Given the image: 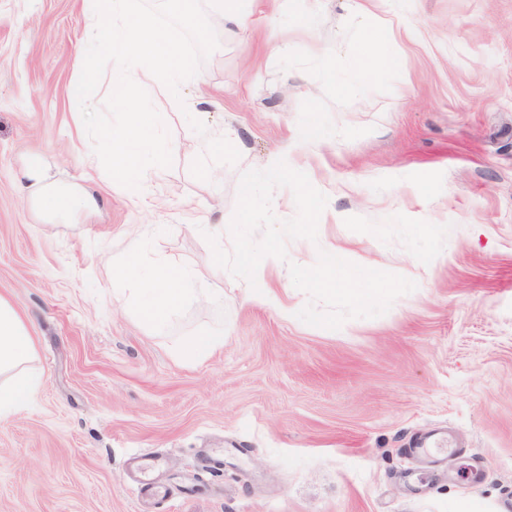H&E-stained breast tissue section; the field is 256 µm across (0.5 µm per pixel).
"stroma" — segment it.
Returning <instances> with one entry per match:
<instances>
[{
	"instance_id": "stroma-1",
	"label": "stroma",
	"mask_w": 512,
	"mask_h": 512,
	"mask_svg": "<svg viewBox=\"0 0 512 512\" xmlns=\"http://www.w3.org/2000/svg\"><path fill=\"white\" fill-rule=\"evenodd\" d=\"M240 6L247 28L212 18L220 46L179 96L148 86L173 164L135 204L76 126L81 0H0V295L44 378L32 409L0 419V512H146L127 472L142 452L169 486L155 512H512V0ZM379 22L400 64L365 74L352 60ZM201 95L217 101L194 113L203 136L179 107ZM312 124L325 141L305 139ZM209 136L241 158L205 182L190 166ZM274 155L328 197L290 262L334 246L416 290L330 330L217 267L193 224H229L241 174ZM32 166L97 190L100 212L47 221L21 194ZM135 235L144 265L202 275L158 328L112 277ZM206 330L222 350L177 355ZM433 429L451 447L410 455ZM207 449L221 471H203Z\"/></svg>"
}]
</instances>
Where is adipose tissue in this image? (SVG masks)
Returning a JSON list of instances; mask_svg holds the SVG:
<instances>
[{
	"mask_svg": "<svg viewBox=\"0 0 512 512\" xmlns=\"http://www.w3.org/2000/svg\"><path fill=\"white\" fill-rule=\"evenodd\" d=\"M23 177L26 200L47 217L62 213L92 216L101 208L96 191L77 184L59 185L53 175L40 167L29 168ZM199 277L198 271L156 261L148 283L141 290V322L149 327L164 325L184 302L196 296L193 284ZM34 350V339L22 315L11 300L0 296V418L28 409L34 403L43 384L42 374L26 367Z\"/></svg>",
	"mask_w": 512,
	"mask_h": 512,
	"instance_id": "adipose-tissue-1",
	"label": "adipose tissue"
}]
</instances>
